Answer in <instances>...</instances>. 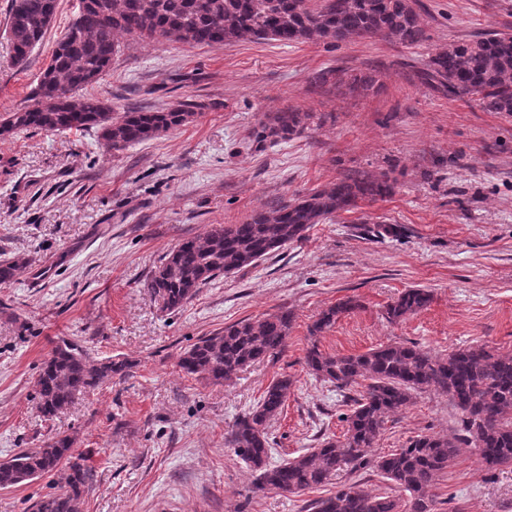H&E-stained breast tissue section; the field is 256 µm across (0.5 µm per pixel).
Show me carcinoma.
Masks as SVG:
<instances>
[{"label": "carcinoma", "instance_id": "obj_1", "mask_svg": "<svg viewBox=\"0 0 512 512\" xmlns=\"http://www.w3.org/2000/svg\"><path fill=\"white\" fill-rule=\"evenodd\" d=\"M94 7L79 23L72 22L57 42L49 64L25 104L0 115V136L18 131H82L97 129L115 151L150 140L196 117L197 105L185 102L161 111L133 110L119 116L106 102L83 94L112 67L119 53L116 35L191 45L231 41H305L344 43L376 36L405 46L426 40L415 5L418 0H92ZM57 0H9L7 27L12 63H23L50 27ZM434 90L455 98H473L485 112L512 114V34L489 31L475 38L435 49L421 73ZM373 73L347 75L344 69L317 73V86L348 83L370 90ZM315 117L286 107L261 125L257 138L275 142L302 134ZM385 175H343L321 189H312L270 210L255 212L240 224L213 226L201 237L187 238L161 259L141 282L163 308L174 312L200 288L253 266L271 253L300 240L314 224L364 202L394 193ZM21 259L0 261V284L16 281L26 270ZM429 291L411 288L387 305L390 321H400L427 307ZM356 308L351 299L325 309L309 327L304 364L317 378L337 388H362L346 423L343 438H325L316 448L278 464L268 462V424L281 413L293 379L272 381L256 405L237 418L227 432L236 456L256 473L257 488L298 494L336 481V491L316 500L313 512H436L433 489L438 477L459 453L473 447L489 468L512 466V352L486 346L454 349L437 356L415 343H387L363 353L329 354L317 337ZM292 313L281 310L247 318L201 337L180 356L188 375L223 384L247 367L282 354ZM125 360L91 359L78 346L56 345L36 378L41 413L54 417L74 398L115 377L123 378ZM448 397L460 413L462 434H420L391 453L373 456L372 448L392 415L405 410L422 392ZM372 467L390 483L392 494L375 493L352 481ZM59 476L61 491L40 498L35 512H81L92 471L73 460V439L56 435L40 448H26L0 463V488L16 487L43 476Z\"/></svg>", "mask_w": 512, "mask_h": 512}]
</instances>
